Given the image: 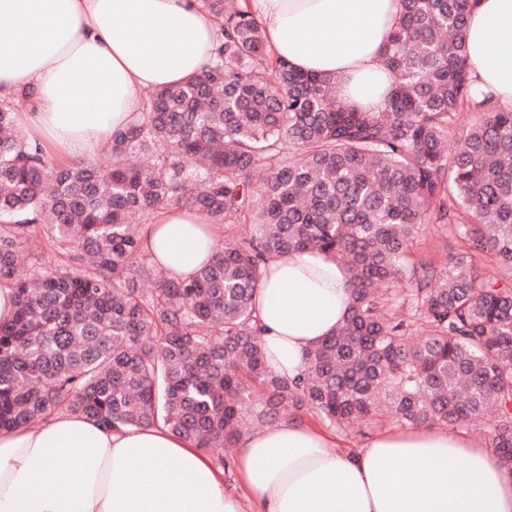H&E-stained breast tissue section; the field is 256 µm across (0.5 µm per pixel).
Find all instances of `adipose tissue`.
Masks as SVG:
<instances>
[{
	"mask_svg": "<svg viewBox=\"0 0 512 512\" xmlns=\"http://www.w3.org/2000/svg\"><path fill=\"white\" fill-rule=\"evenodd\" d=\"M273 53L335 77L337 98L379 111L383 52L401 0H248ZM217 25L200 0H0V100L35 91L21 131L91 157L141 112L147 93L209 64ZM475 84L512 103V0H475L467 21ZM170 276L211 260L219 234L198 214L165 209L141 230ZM348 275L319 252L271 258L255 290L267 364L294 378L308 351L342 325ZM68 459L71 477L58 469ZM241 490L211 460L156 426L112 431L60 413L0 431V512H512V472L491 449L440 426L396 428L339 451L324 430L281 421L244 434Z\"/></svg>",
	"mask_w": 512,
	"mask_h": 512,
	"instance_id": "adipose-tissue-1",
	"label": "adipose tissue"
}]
</instances>
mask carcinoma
<instances>
[{
    "label": "carcinoma",
    "mask_w": 512,
    "mask_h": 512,
    "mask_svg": "<svg viewBox=\"0 0 512 512\" xmlns=\"http://www.w3.org/2000/svg\"><path fill=\"white\" fill-rule=\"evenodd\" d=\"M202 2L219 26L212 63L151 92L107 163H58L0 103V282L15 297L0 430L60 412L161 423L227 471L222 449L291 408L338 430L384 413L482 420L512 472V103L469 77L471 0H401L379 112L273 56L248 0ZM160 208L251 228L175 280L142 244ZM427 224L461 244L446 267L409 259ZM38 242L53 259L21 268ZM307 250L346 268L352 304L287 380L267 369L253 295L270 258Z\"/></svg>",
    "instance_id": "1"
}]
</instances>
